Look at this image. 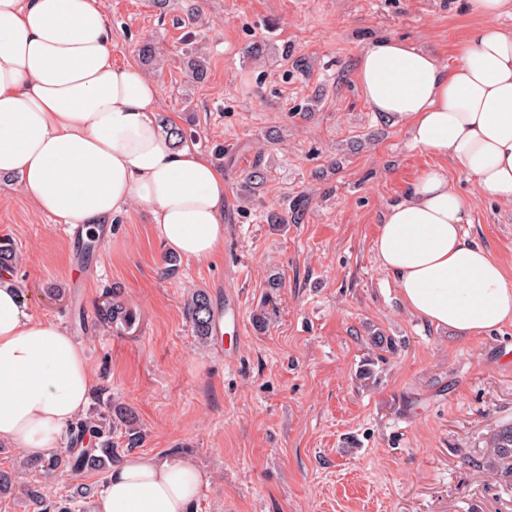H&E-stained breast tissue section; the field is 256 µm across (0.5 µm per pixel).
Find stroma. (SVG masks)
I'll use <instances>...</instances> for the list:
<instances>
[{
    "mask_svg": "<svg viewBox=\"0 0 512 512\" xmlns=\"http://www.w3.org/2000/svg\"><path fill=\"white\" fill-rule=\"evenodd\" d=\"M464 2L193 0L206 21L193 29L153 0H104L113 64L139 63L138 45L154 42L160 117L224 172V250L210 260L175 258L164 274L172 252L145 210L87 249L0 182V239L20 252L13 274L30 312L85 343L97 392L136 417L139 453L196 464V512H512V475L486 448L512 423V324L472 336L431 326L374 251L386 208L441 166L469 209L467 240L512 277V204L412 147L355 79L360 49L382 36L454 64L480 22ZM192 41L207 54L202 81L186 70ZM254 41L267 45L263 63L245 52ZM307 102L308 119L296 113ZM257 164L267 180L248 197L241 179ZM298 195V223H267ZM197 288L214 316L227 295L240 305L238 329L204 347L185 310ZM115 295L130 322L99 321ZM378 334L395 349L375 348Z\"/></svg>",
    "mask_w": 512,
    "mask_h": 512,
    "instance_id": "35a3bbf8",
    "label": "stroma"
}]
</instances>
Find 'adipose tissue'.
<instances>
[{"mask_svg": "<svg viewBox=\"0 0 512 512\" xmlns=\"http://www.w3.org/2000/svg\"><path fill=\"white\" fill-rule=\"evenodd\" d=\"M479 16L455 65L397 37L359 53L371 111L408 125L412 147L455 161L480 192L512 202V0H468ZM102 0H0V179L55 223L85 236L150 211L174 252L204 261L224 248V174L158 118L161 86L112 63ZM467 206L443 168L388 207L374 241L407 309L469 336L512 324V278L465 241ZM85 345L36 320L0 269V445L57 451L93 395ZM201 478L184 460L134 454L105 477L97 512H192Z\"/></svg>", "mask_w": 512, "mask_h": 512, "instance_id": "obj_1", "label": "adipose tissue"}]
</instances>
